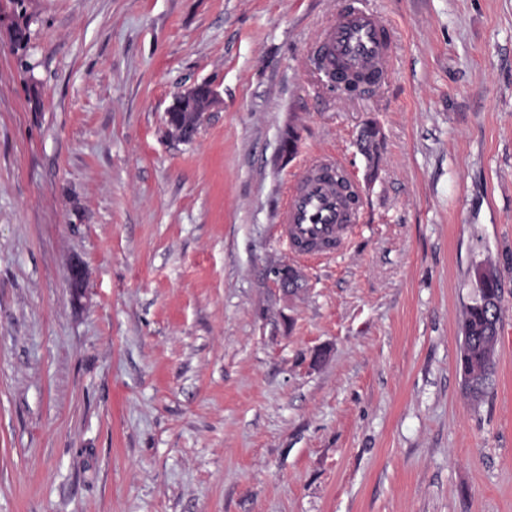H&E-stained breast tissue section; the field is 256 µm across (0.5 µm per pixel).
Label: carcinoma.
Instances as JSON below:
<instances>
[{"label":"carcinoma","mask_w":512,"mask_h":512,"mask_svg":"<svg viewBox=\"0 0 512 512\" xmlns=\"http://www.w3.org/2000/svg\"><path fill=\"white\" fill-rule=\"evenodd\" d=\"M500 280L497 275L475 283L477 298L463 312L464 341L460 368L464 393L478 398L485 393L493 368L497 325L501 318Z\"/></svg>","instance_id":"carcinoma-1"}]
</instances>
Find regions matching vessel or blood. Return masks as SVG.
Returning <instances> with one entry per match:
<instances>
[{"label":"vessel or blood","instance_id":"1","mask_svg":"<svg viewBox=\"0 0 512 512\" xmlns=\"http://www.w3.org/2000/svg\"><path fill=\"white\" fill-rule=\"evenodd\" d=\"M318 50L329 67L373 81L391 54L385 19L358 7L337 13ZM341 164L323 157L308 166L278 215L281 237L299 254L339 251L356 228L359 204L349 203L336 174Z\"/></svg>","mask_w":512,"mask_h":512}]
</instances>
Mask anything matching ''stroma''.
Here are the masks:
<instances>
[{"label":"stroma","mask_w":512,"mask_h":512,"mask_svg":"<svg viewBox=\"0 0 512 512\" xmlns=\"http://www.w3.org/2000/svg\"><path fill=\"white\" fill-rule=\"evenodd\" d=\"M348 2L0 0V512H512V0H358L396 57L354 97L313 63ZM318 155L360 219L297 258L277 215ZM219 102L218 92L209 84L194 85L178 92L165 113L169 135L181 142L191 141L204 115ZM500 280L496 274L475 282L477 298L463 312L464 341L460 368L464 393L479 398L485 393L493 368L497 325L501 318Z\"/></svg>","instance_id":"35a3bbf8"}]
</instances>
